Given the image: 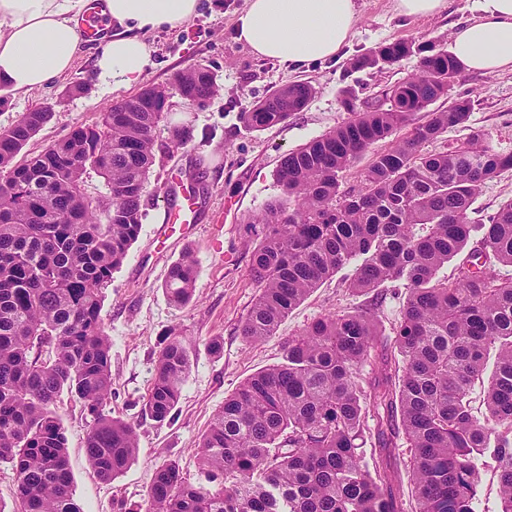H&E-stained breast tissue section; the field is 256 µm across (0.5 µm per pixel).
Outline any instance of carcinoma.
I'll return each instance as SVG.
<instances>
[{"label": "carcinoma", "mask_w": 512, "mask_h": 512, "mask_svg": "<svg viewBox=\"0 0 512 512\" xmlns=\"http://www.w3.org/2000/svg\"><path fill=\"white\" fill-rule=\"evenodd\" d=\"M419 54L417 72L385 93L390 106L355 108L352 117L284 155L281 195L250 223L263 225L251 275L258 295L239 326L249 343L276 334L282 320L324 280L346 267L345 288H401L404 301L383 344L374 306L333 312L284 344L283 362L241 382L224 398L200 443L207 484L178 466L158 469L150 512H401L392 456L411 453L416 512H477L483 472L499 479L512 512V199L474 222L471 206L486 184L512 169L472 135L435 152L424 145L465 126L468 92L432 108L460 82V63L430 42L394 41L352 57V71ZM172 82L190 106L218 92L214 74L193 67ZM106 106L21 163L16 157L50 112H27L0 130V463L16 472L24 512H81L74 499L67 438L55 406L66 392L90 418L86 461L105 481L136 460L133 422L112 416L111 343L100 311L112 274L138 239L155 161V131L167 119L166 85ZM315 93L309 82L273 90L242 113L253 130L284 123ZM427 113L423 123L415 115ZM359 190L343 174L374 144ZM105 192L86 190L91 175ZM482 236L453 277L442 267ZM197 262L186 253L169 270L165 292L176 307L193 297ZM483 390V411L470 393ZM374 357L379 368L365 377ZM180 330L166 335L153 365L142 414L173 416L190 374ZM372 449L366 450L365 445Z\"/></svg>", "instance_id": "obj_1"}]
</instances>
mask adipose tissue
<instances>
[{
  "mask_svg": "<svg viewBox=\"0 0 512 512\" xmlns=\"http://www.w3.org/2000/svg\"><path fill=\"white\" fill-rule=\"evenodd\" d=\"M86 0H0V84L26 92L65 77L83 45L76 24ZM199 0H107L126 35L107 40L95 62L113 87L138 84L149 63L143 32L176 27ZM475 17L452 34L463 68L486 75L512 73V0H474ZM358 19L357 0H248L237 39L260 59L300 66L336 58Z\"/></svg>",
  "mask_w": 512,
  "mask_h": 512,
  "instance_id": "obj_1",
  "label": "adipose tissue"
}]
</instances>
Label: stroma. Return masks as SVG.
Wrapping results in <instances>:
<instances>
[{
  "instance_id": "obj_1",
  "label": "stroma",
  "mask_w": 512,
  "mask_h": 512,
  "mask_svg": "<svg viewBox=\"0 0 512 512\" xmlns=\"http://www.w3.org/2000/svg\"><path fill=\"white\" fill-rule=\"evenodd\" d=\"M358 3L359 19L343 56L299 68L256 58L238 41L237 21L247 0H200L196 15L184 24L146 32L151 52L143 84H165L177 71L203 66L214 73L219 91L202 109L187 107L180 97L170 98L168 120L156 130L159 152L144 198L143 227L114 272L102 304L101 319L112 342L108 406L113 416L137 424L136 462L114 481H102L85 461L89 420L80 402L65 394L56 407L82 512H146L153 476L170 463L189 481H205L199 443L225 397L247 377L281 363L284 341L315 319L375 302L383 331H390L397 320L403 294L390 291L380 300L372 293H350L344 269L293 309L275 336L249 343L238 330L258 293L249 273L256 238L247 221L278 196L275 171L282 156L349 119L345 89L362 99L373 97L414 73L418 65L412 55L353 72L346 67L348 59L395 40L434 41L447 48L453 31L474 18L471 0H449L446 9L428 18L396 14L393 0ZM99 47V41L86 42L70 73L57 82L25 94L0 88V129L37 108L52 112L25 153L43 151L74 126L96 123L103 107L131 96V89H114L99 79L94 67ZM304 81L314 85L315 94L302 112L265 130L245 128L241 114L252 102L280 86ZM76 84L81 93H71ZM462 86L472 93L473 110L466 127L448 132L446 142L460 143L477 133L492 149L512 151V74L466 71ZM180 122L191 125L193 137L186 146L174 148L169 127ZM194 170L204 183L197 222L184 236L159 243L164 192L172 178ZM187 252L198 261L196 288L191 303L177 308L169 302L164 284L170 266ZM173 328L181 329L191 345V374L173 418L159 424L142 416L141 406L160 344ZM214 340L219 349H211Z\"/></svg>"
}]
</instances>
